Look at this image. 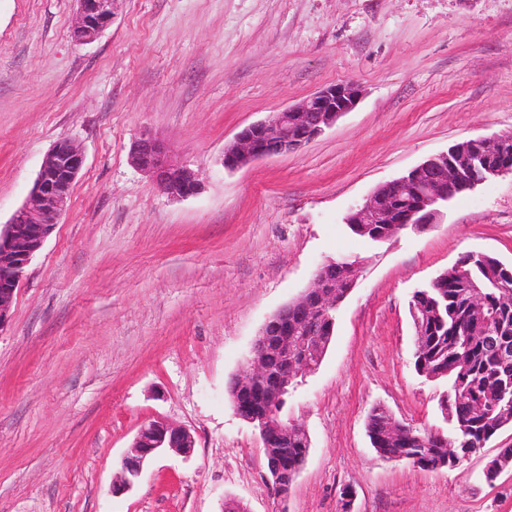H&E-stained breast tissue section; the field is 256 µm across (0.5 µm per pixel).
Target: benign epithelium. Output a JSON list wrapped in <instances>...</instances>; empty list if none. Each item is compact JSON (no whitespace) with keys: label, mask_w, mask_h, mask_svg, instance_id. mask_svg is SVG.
<instances>
[{"label":"benign epithelium","mask_w":512,"mask_h":512,"mask_svg":"<svg viewBox=\"0 0 512 512\" xmlns=\"http://www.w3.org/2000/svg\"><path fill=\"white\" fill-rule=\"evenodd\" d=\"M117 0H77L74 35L86 44L97 40L112 24ZM360 96L354 84L323 88L300 104L288 107L268 120L243 129L224 148L222 164L235 170L262 158L294 151L332 127L350 112ZM512 143V131L472 138L468 157L456 159L457 148L432 155L407 174L378 185L365 201L351 210L348 224H391L392 232L420 230L434 224L441 207L457 190H471L488 177L512 173V168H491L494 152ZM132 163L149 173L156 185L173 198L197 193L198 174L170 162L168 149L149 135L132 146ZM84 164L81 148L70 140L56 143L46 155L25 202L9 223L0 225V328L10 318L13 300L32 258L58 224L71 197L74 182ZM358 266L336 274V262L322 263L311 288L274 312L261 327L242 372L229 387L234 414L259 432L271 486L279 498L288 492L302 466L288 468L285 449L299 434L309 440L305 428L273 413L290 392V383L315 372L326 346L323 317L336 309L354 288ZM196 441L189 430L162 420L143 424L131 449L123 457L121 474L112 486L115 493L129 490L141 476L147 459L168 448L186 457Z\"/></svg>","instance_id":"obj_1"}]
</instances>
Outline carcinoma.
<instances>
[{"instance_id": "cac0c4a2", "label": "carcinoma", "mask_w": 512, "mask_h": 512, "mask_svg": "<svg viewBox=\"0 0 512 512\" xmlns=\"http://www.w3.org/2000/svg\"><path fill=\"white\" fill-rule=\"evenodd\" d=\"M349 229L374 240L386 225L351 224ZM481 287L486 299L484 312L471 308L472 286ZM419 322L414 368L424 377L448 382L443 400L451 424V435L434 433L423 441L409 436L400 442L381 438L386 416L370 414L367 432L379 455L415 456L419 467H445L448 450L482 454L486 443L512 422V358L505 359L500 337L512 347V264L484 255L475 260L463 255L441 273V278L412 296ZM308 443L296 440L288 445V464L304 461Z\"/></svg>"}]
</instances>
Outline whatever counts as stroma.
<instances>
[{
	"label": "stroma",
	"mask_w": 512,
	"mask_h": 512,
	"mask_svg": "<svg viewBox=\"0 0 512 512\" xmlns=\"http://www.w3.org/2000/svg\"><path fill=\"white\" fill-rule=\"evenodd\" d=\"M76 8L0 0V224L56 142L84 154L0 328V512H222L230 498L246 512H512V467L483 477L512 425L435 471L382 458L366 433L378 405L448 432L446 383L414 370L409 300L466 253L512 263V175L382 243L344 222L427 157L512 131V0H118L89 44L72 37ZM350 82L357 106L310 143L221 165L244 127ZM145 132L199 172L197 194L170 197L132 164ZM329 258L360 274L288 402L310 448L279 499L228 383ZM152 419L189 429L193 456L158 453L112 494Z\"/></svg>",
	"instance_id": "1"
}]
</instances>
